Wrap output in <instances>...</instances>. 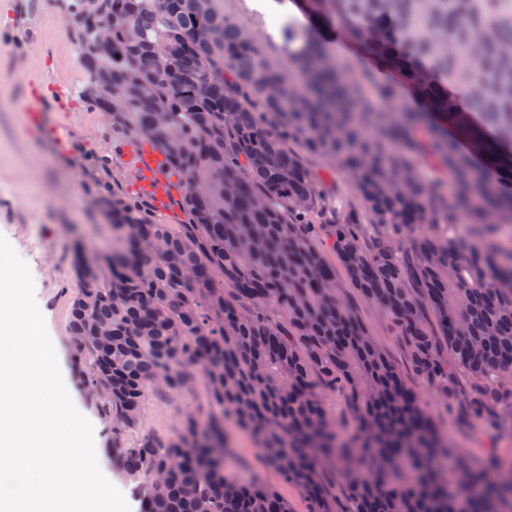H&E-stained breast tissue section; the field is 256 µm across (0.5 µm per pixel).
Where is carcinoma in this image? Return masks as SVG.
Listing matches in <instances>:
<instances>
[{
    "mask_svg": "<svg viewBox=\"0 0 512 512\" xmlns=\"http://www.w3.org/2000/svg\"><path fill=\"white\" fill-rule=\"evenodd\" d=\"M300 2L281 41L267 37L273 54L224 0L75 4L80 95L164 153L185 217L160 224L115 189L101 200L116 245L71 260L81 383L114 442L152 392L205 389L177 433L121 449L159 512H292L226 471L227 419L309 512H512V458L452 446L336 274L398 330L427 384L512 435V241L496 236L512 229V0ZM114 15L102 50L95 31ZM337 26L417 106L337 60L315 32ZM311 157L349 179L342 205Z\"/></svg>",
    "mask_w": 512,
    "mask_h": 512,
    "instance_id": "1",
    "label": "carcinoma"
}]
</instances>
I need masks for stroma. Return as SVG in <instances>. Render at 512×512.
<instances>
[{
	"mask_svg": "<svg viewBox=\"0 0 512 512\" xmlns=\"http://www.w3.org/2000/svg\"><path fill=\"white\" fill-rule=\"evenodd\" d=\"M68 0H0V236L27 264L34 298L52 342L63 352V381L73 387L76 408L93 421L101 471L123 494L131 512L142 504L132 493L111 448L97 405L80 389L75 372L76 348L68 330V309L79 291L69 261L73 240L88 251L112 248V233L94 202L100 184L111 182L129 191L133 173L117 153L130 139L128 130L79 100L74 84L84 76L82 48L77 41V15ZM42 104L46 133L31 124L29 106ZM358 315L377 345L404 371L408 385L420 392L424 407L457 448L480 457L486 436L463 409L408 370L406 350L388 323L370 305L357 302ZM204 390L191 395H154L147 399L138 428L144 433L175 434L186 413L205 405ZM234 450L230 472L250 482L275 487L293 512H308L309 503L294 485L283 481L264 461L255 438L227 426Z\"/></svg>",
	"mask_w": 512,
	"mask_h": 512,
	"instance_id": "35a3bbf8",
	"label": "stroma"
}]
</instances>
